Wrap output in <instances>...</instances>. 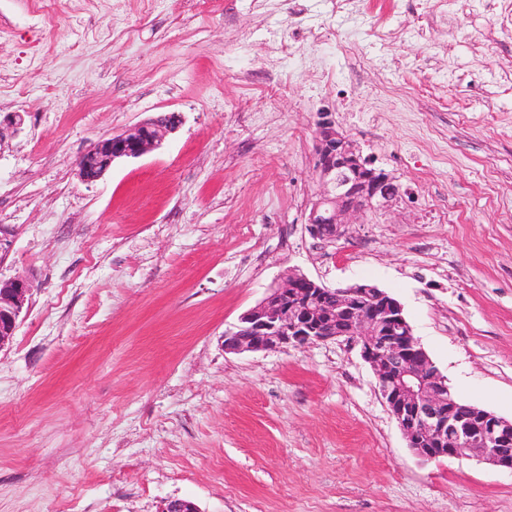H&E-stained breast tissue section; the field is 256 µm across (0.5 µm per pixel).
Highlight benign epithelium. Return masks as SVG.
Returning a JSON list of instances; mask_svg holds the SVG:
<instances>
[{
    "instance_id": "1",
    "label": "benign epithelium",
    "mask_w": 512,
    "mask_h": 512,
    "mask_svg": "<svg viewBox=\"0 0 512 512\" xmlns=\"http://www.w3.org/2000/svg\"><path fill=\"white\" fill-rule=\"evenodd\" d=\"M181 117H153L94 142L77 161L85 182L100 179L119 159L139 158L161 147ZM315 171L320 194L308 229L328 228L331 240L368 212H389L401 201L395 177L363 160L353 139L330 121L317 128ZM32 290L25 278L0 280V350L9 344ZM344 337L360 345L377 392L408 448L419 458L473 456L512 472V420L481 407L459 412L450 389L414 336L401 303L375 285L329 288L295 270L282 276L261 302L225 332L224 351H272ZM160 512H199L185 499L165 501Z\"/></svg>"
}]
</instances>
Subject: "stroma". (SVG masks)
<instances>
[{"label": "stroma", "mask_w": 512, "mask_h": 512, "mask_svg": "<svg viewBox=\"0 0 512 512\" xmlns=\"http://www.w3.org/2000/svg\"><path fill=\"white\" fill-rule=\"evenodd\" d=\"M60 8L51 30L0 0V119L24 121L0 145V279L33 285L0 350V512H512V473L413 454L358 345L222 346L288 270L371 283L457 398L512 419V28L469 0ZM325 22L294 78L262 73ZM167 112L161 148L81 180L98 138ZM324 115L402 196L332 242L307 229Z\"/></svg>", "instance_id": "obj_1"}]
</instances>
